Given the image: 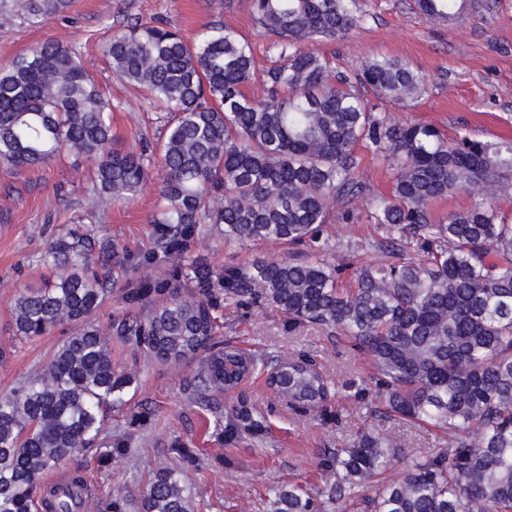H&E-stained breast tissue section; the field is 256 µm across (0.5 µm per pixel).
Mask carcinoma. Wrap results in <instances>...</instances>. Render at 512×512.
<instances>
[{
    "instance_id": "carcinoma-1",
    "label": "carcinoma",
    "mask_w": 512,
    "mask_h": 512,
    "mask_svg": "<svg viewBox=\"0 0 512 512\" xmlns=\"http://www.w3.org/2000/svg\"><path fill=\"white\" fill-rule=\"evenodd\" d=\"M470 0H417L433 23L459 20ZM69 0H25L27 18L46 22ZM258 22L276 37L282 62L267 72L271 93H246L251 45L229 27L207 29L193 44L176 30L142 23L105 46L112 74L143 89L168 115L158 149L127 151L112 135V103L76 51L47 42L0 67V160L15 166L51 162L66 150L92 162L89 187L104 204L143 190L150 169L161 183L156 249L189 242L199 224L224 225L240 243L320 242L334 205L353 212L364 192L356 180L363 148L393 170L390 196L373 201L367 218L385 228V252L401 242L412 254L395 262L342 269L317 258L267 259L222 272L195 268L194 291L141 283L123 298L138 304L164 296L143 317L128 316L108 333L92 322L105 293L114 245L83 233L54 240L42 263L56 279L16 298V335L35 340L52 328H79L47 365L0 396V512H129L127 500L100 492L79 470L63 472L101 433L104 410L123 405L133 378L112 360V337L163 364L199 361L195 393L214 405L216 423L233 439L266 429L242 400L221 413L216 396L246 377L267 380L290 402L325 405L331 385L311 358L271 365L215 340L216 289L244 303L276 307L288 325L334 330L375 370L379 406L370 413L433 427L448 447L417 461L393 482L379 481L394 440L364 431L329 449L320 466L332 479L314 492L295 484L270 489L266 512H329L328 505L363 492L364 512H512V217L495 199L512 176V141H485L464 130L450 141L432 124H399L364 100L370 86L397 101L413 100L422 77L392 57L364 62L355 78L336 75L330 59L304 41L342 38L359 23L356 0H252ZM480 202L442 218L431 205L459 191ZM121 441L100 449L110 463ZM183 465L152 473L136 512H192Z\"/></svg>"
}]
</instances>
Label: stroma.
<instances>
[{
  "label": "stroma",
  "mask_w": 512,
  "mask_h": 512,
  "mask_svg": "<svg viewBox=\"0 0 512 512\" xmlns=\"http://www.w3.org/2000/svg\"><path fill=\"white\" fill-rule=\"evenodd\" d=\"M21 3L0 0V66L47 41L73 47L112 101V132L130 151L146 141H163L166 119L145 92L113 76L104 54L113 32L160 18L192 42L209 25L232 27L254 47L255 67L246 91L255 97L267 96L265 73L278 60L251 0H70L64 14L39 24L25 18ZM473 4L463 20L434 24L419 11L416 0H357L361 21L348 38L314 41L308 48L328 56L339 75H354L366 59L377 55L401 59L417 69L425 80L418 99L398 102L369 88L362 91L364 99L396 122L431 123L449 136L466 127L487 140L512 139V0ZM92 172L89 163L67 152L43 166L0 161V395L42 369L72 331L65 324L26 341L15 336L12 325L19 293L53 280V271L40 257L57 235L76 230L112 239L117 246L115 285L93 316L102 326L146 313V306L132 308L124 302L127 284L168 281L187 292L193 267L221 270L284 258L291 251L272 240L229 242L222 226L205 224L186 256L143 261L155 238L149 219L159 199L158 178H150L133 201L103 206L87 192ZM356 177L366 187L353 202L358 220H343L337 205L332 223L322 231L329 244L325 257L334 265L353 255L368 263L382 258L373 244L383 240L385 232L371 224L365 212L373 198L389 195L393 174L385 161L368 153ZM218 316L219 339L246 351L270 359L312 357L336 390L327 407L297 412L274 396L264 375H254L219 395L218 403L227 412L248 400L265 412L270 429L244 433L228 443L217 434L211 410L193 391L196 362L170 367L116 339L112 357L132 373L133 382L125 405L108 412L99 441L124 440L130 452L103 465L94 451H84L69 460V467L82 468L103 492L134 498L152 471L178 463L179 449L186 448L196 457L195 465L183 473L193 489L195 512H264L271 485L291 482L311 490L323 486L327 476L319 463L325 449L343 446L360 431L396 440L397 459L383 474L387 481L397 478L406 464L443 446L441 434L431 427L374 416L363 407L354 393L359 387L375 392L371 366L366 356L353 355L346 341L330 330L312 325L292 329L276 308L243 306L234 299H222Z\"/></svg>",
  "instance_id": "35a3bbf8"
}]
</instances>
